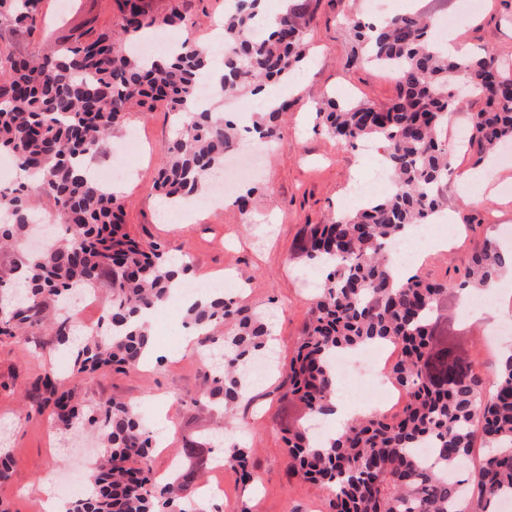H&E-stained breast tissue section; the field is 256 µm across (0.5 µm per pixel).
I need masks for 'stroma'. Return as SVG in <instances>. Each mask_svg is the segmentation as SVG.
<instances>
[{
	"instance_id": "stroma-1",
	"label": "stroma",
	"mask_w": 512,
	"mask_h": 512,
	"mask_svg": "<svg viewBox=\"0 0 512 512\" xmlns=\"http://www.w3.org/2000/svg\"><path fill=\"white\" fill-rule=\"evenodd\" d=\"M226 0H147L151 14L173 10L193 25L194 35L213 44L216 18L223 16ZM469 11L468 0H383L389 11L406 8L435 18H454L455 29L464 31L471 51H493L512 59V0H480ZM306 39L312 60L303 65L288 96L289 107L281 118L280 140L260 157L257 177L237 179L235 191L262 187L247 210L234 200L199 212L189 224L161 220L162 196L154 187L162 149L176 133L171 112L164 105L130 108V126L140 139L138 152L129 155L102 153L101 165L127 169L130 178L122 193L124 222L132 237L162 241L175 256L189 255L197 274L195 284L208 288L217 276L231 274L227 291L252 307L273 315L275 336L267 353L275 369L254 384L243 412L244 437L256 448L258 482L243 487L237 473L225 468L218 473L223 496L206 502L207 512H330L328 494L316 485L288 479L282 430L307 422L306 409L282 398L287 388V368L308 319L318 282L296 246L307 225L323 224L347 207L345 190L350 182H365L376 172L382 152L372 142L351 149L341 146L314 126L313 105L325 95L355 101L385 103L395 97L392 74L348 61L354 44L346 23L362 14L361 0H304ZM46 24L29 33L0 26V49L16 53L45 50L54 38L87 28L115 30L120 13L115 0H43ZM496 191L479 207L466 205L456 183H449L447 212L453 218L448 249H423L413 266L429 279L455 283L464 273L476 247L491 239L512 248V163L499 165ZM183 303L168 302L153 320L154 344L161 358L149 367L125 372L100 370L85 376L79 389L86 404L117 399L140 404L142 420L156 429L160 416L170 425L165 447L155 449L153 469L166 474L175 453L187 444L209 441L219 432L218 418L196 403L206 389V365L196 344L184 341ZM495 325L473 317L462 308L456 293L448 295V334L463 346L482 375H490L498 361V349L486 338ZM54 372L61 385H69L72 360L49 348L42 330L27 337L0 336V448L13 460L11 476L0 484V499L11 512H43L33 487L50 475L68 480L84 470L95 457L94 449L76 445L67 431L52 426L48 412L39 408L36 384L46 372Z\"/></svg>"
}]
</instances>
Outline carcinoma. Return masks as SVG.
Masks as SVG:
<instances>
[{"label": "carcinoma", "mask_w": 512, "mask_h": 512, "mask_svg": "<svg viewBox=\"0 0 512 512\" xmlns=\"http://www.w3.org/2000/svg\"><path fill=\"white\" fill-rule=\"evenodd\" d=\"M42 0H0V25L31 31L42 22ZM260 0H236L224 13L221 93L248 99L263 86L287 80L308 56L303 4L282 13L274 30L253 35ZM123 35L161 34L185 28L173 10L150 14L145 0H117ZM361 56L371 67L392 73L397 95L380 105L328 99L315 112L317 125L340 143L356 147L377 141L393 188L328 224L307 226L299 251L313 266H330L320 284L309 322L290 364L288 401L304 403L324 417L336 395L333 362L367 344L392 343L401 351L390 368L407 400L392 416L375 414L352 422L328 441L297 426L287 430L288 471L330 491V512H497L512 499V353L499 363L491 392L481 387L464 351L437 335L448 303V286L413 273L397 280L386 245L405 228L427 224L445 211L449 168L448 115L462 108L454 89L484 99L470 115L472 142L488 152L512 144V63L490 51L457 60L442 53L429 20L407 11L382 27L351 22ZM211 71L208 52L187 37L180 49L143 58L126 53L110 31L90 28L54 44L38 58L0 50V150L7 151L20 182L0 189V248L12 252L0 268V336L20 338L35 327L51 347L69 340L76 319L47 310L64 304L81 288L109 284L100 324L78 348L74 378L102 368L118 371L142 364L151 326L136 317L163 305L179 275L168 247L143 245L119 233L118 193L90 174L87 161L101 154L121 131L132 102L164 104L180 128L163 149L156 189L172 206L213 184L226 153L239 146L234 122L197 103L196 83ZM287 102L258 113L254 137L278 138V119ZM53 202L61 237L39 252L24 248L34 228L31 196ZM512 259L490 242L472 255L458 283L476 295L499 279ZM198 330L205 358L210 346L224 351V363L197 400L218 406L224 428L244 423L235 410L250 393L246 368L268 346L270 324L256 311L219 293L186 309ZM44 402L54 423L98 433L99 460L94 499H69L67 512H193L183 500L186 482L197 478L209 449L190 445L184 461L158 480L152 471V438L132 405L107 400L82 412L76 386L63 389L47 374ZM483 448L470 468L476 444ZM255 449L232 443L224 465L239 479L252 478Z\"/></svg>", "instance_id": "cac0c4a2"}]
</instances>
